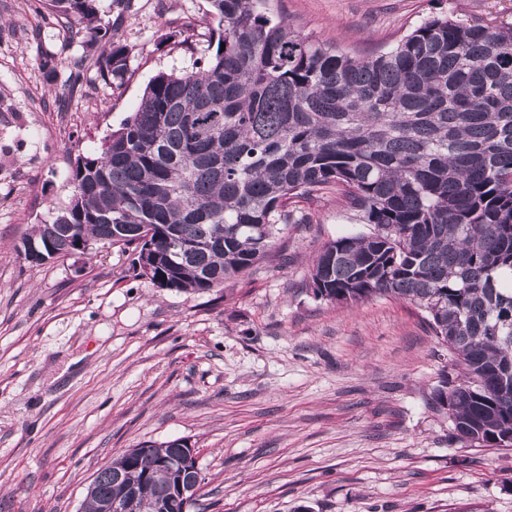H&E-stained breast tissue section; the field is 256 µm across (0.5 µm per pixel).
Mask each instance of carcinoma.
<instances>
[{"instance_id": "obj_1", "label": "carcinoma", "mask_w": 512, "mask_h": 512, "mask_svg": "<svg viewBox=\"0 0 512 512\" xmlns=\"http://www.w3.org/2000/svg\"><path fill=\"white\" fill-rule=\"evenodd\" d=\"M209 2L216 47L150 79L100 152L77 158L68 205L20 246L62 258L110 239L151 281L208 292L270 253L297 223L293 199L334 189L369 231L325 243L313 295L421 310L463 368L432 397L453 437L512 447V24L432 14L360 56L297 34L274 0ZM49 10L99 78L124 79L129 49L99 0ZM147 446L97 472L83 512L132 493L137 512H183L180 475H156L182 449Z\"/></svg>"}]
</instances>
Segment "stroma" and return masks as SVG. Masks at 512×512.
Returning a JSON list of instances; mask_svg holds the SVG:
<instances>
[{
    "label": "stroma",
    "mask_w": 512,
    "mask_h": 512,
    "mask_svg": "<svg viewBox=\"0 0 512 512\" xmlns=\"http://www.w3.org/2000/svg\"><path fill=\"white\" fill-rule=\"evenodd\" d=\"M0 0V512H79L127 449L189 438L203 481L190 512H512V449L452 435L432 405L454 354L415 306L314 298L313 258L363 231L335 191L297 199L279 256L208 293L158 287L132 250L94 244L40 266L17 250L67 206L149 80L206 50L207 0H135L116 38L123 85L85 64L67 90L29 40L80 56L27 4ZM292 30L369 53L431 14L512 24V0H281Z\"/></svg>",
    "instance_id": "stroma-1"
}]
</instances>
